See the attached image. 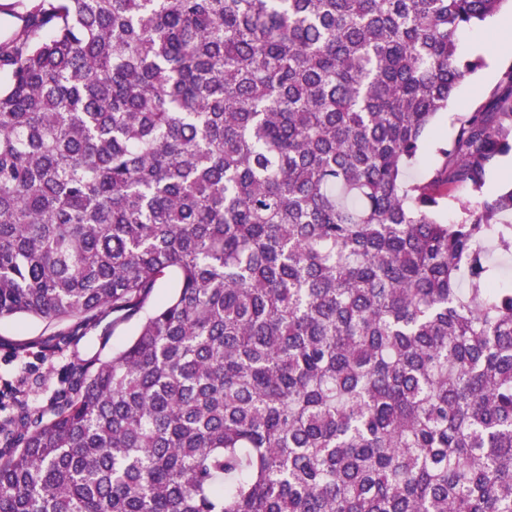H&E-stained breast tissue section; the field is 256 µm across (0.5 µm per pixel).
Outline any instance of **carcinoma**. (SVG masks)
Returning a JSON list of instances; mask_svg holds the SVG:
<instances>
[{"mask_svg": "<svg viewBox=\"0 0 512 512\" xmlns=\"http://www.w3.org/2000/svg\"><path fill=\"white\" fill-rule=\"evenodd\" d=\"M508 0H39L0 40V319L136 320L0 420V512H512ZM465 190L460 218L443 213ZM174 277L172 293L152 302ZM510 15H512V8L510 3H506L501 11L488 23L461 34L459 38L460 52L467 56L482 57L485 66L459 84L448 106V111L440 114L435 121L433 126L435 138H450L454 132L457 116L462 112H470L484 103L496 86L501 70L512 63V52L492 54L483 50L467 48V45L471 43H484L493 48L495 44L500 45L510 42V40L512 42V30L507 34L497 26L502 18ZM117 316L118 314L112 315V313H110L103 322V325H105L106 323L111 324L110 336H108L105 347H103V350L101 352V358L103 359L112 356V350H116L122 347L128 341V339L135 333L136 324L134 320H120L116 323L112 330V319Z\"/></svg>", "mask_w": 512, "mask_h": 512, "instance_id": "cac0c4a2", "label": "carcinoma"}]
</instances>
